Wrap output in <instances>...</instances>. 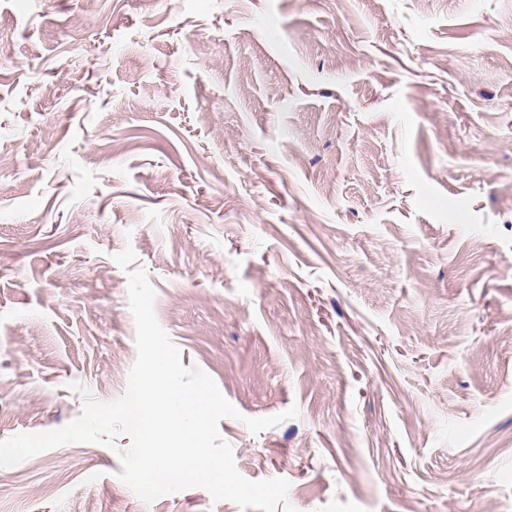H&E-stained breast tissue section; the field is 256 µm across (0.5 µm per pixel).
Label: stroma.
Instances as JSON below:
<instances>
[{"label":"stroma","instance_id":"35a3bbf8","mask_svg":"<svg viewBox=\"0 0 512 512\" xmlns=\"http://www.w3.org/2000/svg\"><path fill=\"white\" fill-rule=\"evenodd\" d=\"M128 245L244 477L512 512V0H0V441L125 392ZM121 470L42 452L0 512H241Z\"/></svg>","mask_w":512,"mask_h":512}]
</instances>
